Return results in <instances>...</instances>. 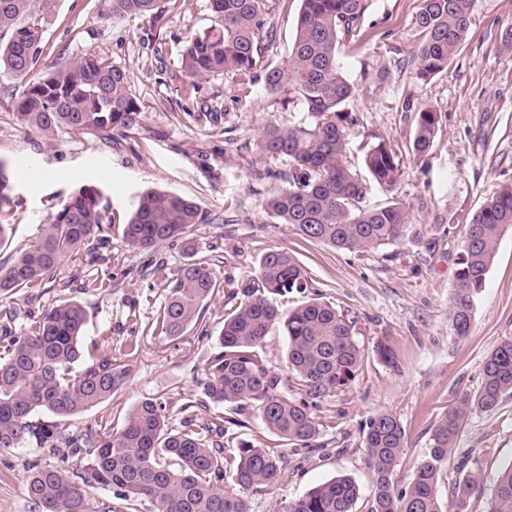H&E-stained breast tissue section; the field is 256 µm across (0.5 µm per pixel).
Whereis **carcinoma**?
I'll list each match as a JSON object with an SVG mask.
<instances>
[{
  "label": "carcinoma",
  "instance_id": "1",
  "mask_svg": "<svg viewBox=\"0 0 512 512\" xmlns=\"http://www.w3.org/2000/svg\"><path fill=\"white\" fill-rule=\"evenodd\" d=\"M58 0H0V78L27 77L42 53L43 24ZM214 25L190 37L182 66L189 87L194 80L224 73L249 96L256 71L264 69L268 96L302 106L299 124L268 122L256 147L268 162L288 161V169L266 168V177L282 182L264 202L266 214L308 241H321L348 252L396 245L409 232L410 204L398 199L365 205L368 183L390 194L400 176V157L382 139L358 146L367 176L348 164L347 145L358 126L347 105L354 85L344 74L339 48L360 46V21L368 0H301L295 36L281 67H263L262 51L273 41L267 24V0H210ZM413 15L416 33L412 53L416 78L427 82L448 70L467 36L474 0H418ZM114 17L154 16L160 0H104ZM129 73L103 56L89 53L28 83L15 101L13 117L41 134L52 146L68 130L126 134L141 125L142 109L130 94ZM439 129L438 112L417 109L412 152H429ZM10 174L0 162V217L11 198ZM204 222L199 206L181 195L148 190L142 193L122 238L127 246L152 250L183 239ZM112 203L103 189L83 184L61 202L40 225L27 248L0 264V297L35 288L56 272L61 260L80 251L101 258L112 237ZM512 229V184L488 198L465 225L456 261L448 320L453 335L464 337L472 325L474 295L493 263L500 235ZM218 287L216 269L208 262L184 265L168 285V294L150 329L155 336L177 338L202 318ZM310 293L311 297L282 312L270 296ZM236 303L224 313L219 343L204 368L200 386L215 404L230 405L231 416L219 413L207 423L186 416L172 426L164 395L140 401L124 425H106L62 436L54 421L35 423L45 411L57 418L80 414L100 404L124 384L123 372L104 356L81 372V337L87 323L77 301L53 305L16 333L14 313L0 312V454L10 453L31 438L60 458L59 465L35 463L25 480L28 499L38 512H81L89 490L113 489L107 512H138L145 501L152 512H249L253 495L273 493L283 478L280 453L248 440L226 448L224 424L245 426L257 415L267 430L299 448L315 447L319 434L312 408L355 377L363 348L353 324L323 293L312 289L305 266L286 250L261 256L253 278L234 291ZM279 325L287 338V371L298 381L301 398L288 397L289 380L264 363L258 347ZM512 394V336L486 356L477 392H462L432 431L427 459L406 483L396 478L407 446L400 420L380 411L362 425L364 448L372 470L367 512H467L473 480L454 484L448 502L439 496L441 474L469 416L491 412ZM91 463L74 476L63 463L81 455ZM358 483L338 476L307 491L283 512H356ZM486 512H512V465L490 489Z\"/></svg>",
  "mask_w": 512,
  "mask_h": 512
}]
</instances>
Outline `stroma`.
Instances as JSON below:
<instances>
[{
  "label": "stroma",
  "mask_w": 512,
  "mask_h": 512,
  "mask_svg": "<svg viewBox=\"0 0 512 512\" xmlns=\"http://www.w3.org/2000/svg\"><path fill=\"white\" fill-rule=\"evenodd\" d=\"M416 5V0H369L363 44L341 48L339 60L356 88L349 103L360 118L355 144L384 139L402 149L396 193L413 204L414 224L429 228L436 213L449 209L470 218L512 182V53L499 49L502 32L512 26V0H475L464 43L447 71L427 82L416 79L407 63L416 41ZM268 6L275 38L263 60L276 67L292 45L301 0H268ZM213 23L210 0H162L157 17L124 19L108 15L102 0H59L43 27L34 77L84 54H100L129 73L143 121L129 137L71 131L50 147L11 115L25 81L0 82V160L12 172L8 219L15 226L0 245V262L29 246L43 220L83 184L103 187L117 220L103 260L65 257L52 279L0 300V309H13L12 327L20 332L52 304L79 301L87 312L83 347L97 348L125 370L122 387L109 400L59 419L63 434L100 424L120 428L139 401L160 394L167 397L170 414L190 402L204 419L219 407L198 382L218 344L224 311L235 303L232 290L253 277L266 252L293 253L313 287L354 322L363 358L354 380L316 409V448L282 444L257 417L244 428L226 426L223 442L232 448L245 439L261 448L277 447L283 455V482L272 494L250 497V512H281L288 501L340 475L359 484L363 498L357 512H367L371 472L362 423L381 410L399 418L407 446L398 472L408 479L426 458L437 421L460 392L479 389L485 357L501 338L512 336V230L498 240L495 260L474 297L471 331L460 338L449 328L448 305L463 225L428 245L403 239L396 259L387 248L350 253L307 242L268 218L263 200L276 182L263 175L267 163L255 149L259 130L270 120L300 122L304 114L274 105L260 82L246 99L221 74L190 82L181 65L184 42ZM384 66L392 72L382 80L378 72ZM427 107L439 113V131L431 151L417 157L407 151L413 112ZM150 189L197 202L205 221L190 229L186 241L147 253L125 244L121 224ZM191 259L217 263L219 286L202 322L190 324L176 339L152 335L147 325L165 301L167 281ZM94 278L109 280V287L79 291L78 282ZM133 342L138 345L134 355L128 352ZM379 343L390 350L391 362L375 356ZM37 462L51 465L55 459L32 441L0 456V512H35L24 483ZM511 464L508 396L498 409L467 420L440 494L448 496L456 479L473 476L468 512H485L490 487Z\"/></svg>",
  "instance_id": "35a3bbf8"
}]
</instances>
